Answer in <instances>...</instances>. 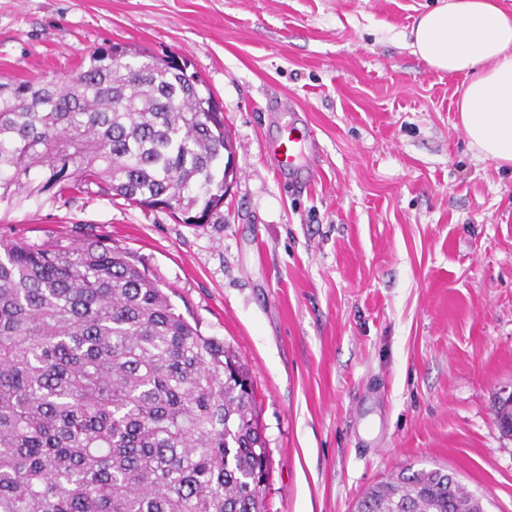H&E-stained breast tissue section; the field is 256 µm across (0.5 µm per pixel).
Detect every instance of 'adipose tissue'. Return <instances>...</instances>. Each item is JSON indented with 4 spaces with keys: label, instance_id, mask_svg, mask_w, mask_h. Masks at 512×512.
I'll return each mask as SVG.
<instances>
[{
    "label": "adipose tissue",
    "instance_id": "adipose-tissue-1",
    "mask_svg": "<svg viewBox=\"0 0 512 512\" xmlns=\"http://www.w3.org/2000/svg\"><path fill=\"white\" fill-rule=\"evenodd\" d=\"M410 39L431 69L467 77L456 110L471 146L512 164V12L499 0H445L419 18Z\"/></svg>",
    "mask_w": 512,
    "mask_h": 512
}]
</instances>
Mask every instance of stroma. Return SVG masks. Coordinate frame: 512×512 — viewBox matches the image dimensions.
<instances>
[{"label":"stroma","mask_w":512,"mask_h":512,"mask_svg":"<svg viewBox=\"0 0 512 512\" xmlns=\"http://www.w3.org/2000/svg\"><path fill=\"white\" fill-rule=\"evenodd\" d=\"M440 0H0V83L124 43L188 60L237 176L207 224L91 193L0 207V236L106 233L248 367L269 512H354L394 471L454 472L512 512V166L480 157L466 78L414 55ZM314 136L304 172L271 150Z\"/></svg>","instance_id":"stroma-1"}]
</instances>
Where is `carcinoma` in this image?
Listing matches in <instances>:
<instances>
[{"instance_id":"cac0c4a2","label":"carcinoma","mask_w":512,"mask_h":512,"mask_svg":"<svg viewBox=\"0 0 512 512\" xmlns=\"http://www.w3.org/2000/svg\"><path fill=\"white\" fill-rule=\"evenodd\" d=\"M112 48L57 81L0 84V204L90 186L206 224L233 146L196 73ZM248 370L105 236L0 239V512H267ZM354 512H484L406 467Z\"/></svg>"}]
</instances>
